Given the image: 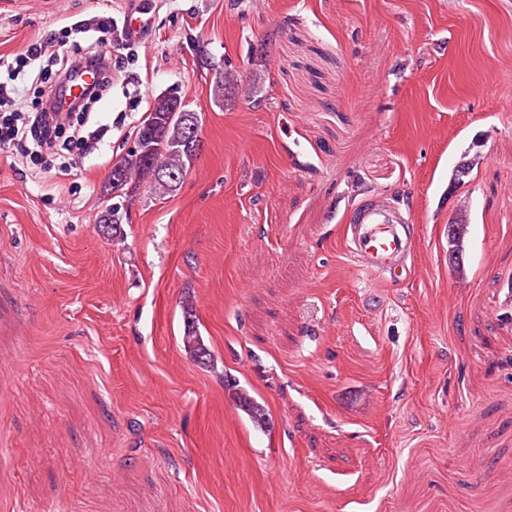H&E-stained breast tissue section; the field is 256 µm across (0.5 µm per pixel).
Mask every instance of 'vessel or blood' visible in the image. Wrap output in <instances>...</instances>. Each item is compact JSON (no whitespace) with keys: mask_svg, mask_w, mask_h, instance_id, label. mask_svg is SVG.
Returning a JSON list of instances; mask_svg holds the SVG:
<instances>
[{"mask_svg":"<svg viewBox=\"0 0 512 512\" xmlns=\"http://www.w3.org/2000/svg\"><path fill=\"white\" fill-rule=\"evenodd\" d=\"M344 239L359 265L383 283L410 276L414 227L386 196H374L348 215Z\"/></svg>","mask_w":512,"mask_h":512,"instance_id":"b4317fda","label":"vessel or blood"}]
</instances>
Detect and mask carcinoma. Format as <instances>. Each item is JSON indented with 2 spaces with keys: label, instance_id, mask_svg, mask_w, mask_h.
<instances>
[{
  "label": "carcinoma",
  "instance_id": "cac0c4a2",
  "mask_svg": "<svg viewBox=\"0 0 512 512\" xmlns=\"http://www.w3.org/2000/svg\"><path fill=\"white\" fill-rule=\"evenodd\" d=\"M179 97L162 96L154 100L150 110L152 128L141 125L135 134L134 147L127 150L113 166L109 183L111 192L127 198L142 185L156 193L176 190L188 167L198 156L189 142L187 122L175 110ZM101 222L112 229V237L121 234L123 223L121 206L114 203L103 211ZM186 330L184 348L200 365L211 362V354L197 333L193 305H184Z\"/></svg>",
  "mask_w": 512,
  "mask_h": 512
}]
</instances>
